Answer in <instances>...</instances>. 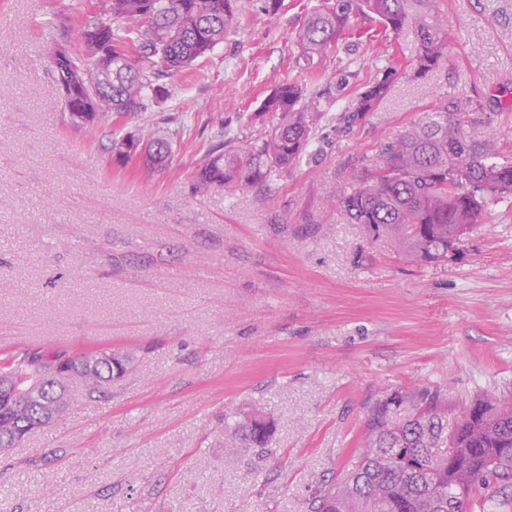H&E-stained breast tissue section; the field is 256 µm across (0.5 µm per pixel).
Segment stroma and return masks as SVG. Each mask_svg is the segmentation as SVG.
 <instances>
[{
	"instance_id": "stroma-1",
	"label": "stroma",
	"mask_w": 512,
	"mask_h": 512,
	"mask_svg": "<svg viewBox=\"0 0 512 512\" xmlns=\"http://www.w3.org/2000/svg\"><path fill=\"white\" fill-rule=\"evenodd\" d=\"M318 0H237L194 74L163 79L144 112L78 130L48 56L89 0H0V350L115 347L131 365L0 463V512H309L354 460L381 396L438 387L458 405L512 393V197L445 262H410L337 209L383 142L464 99L475 136L512 158V0H436L448 48L418 75V44L358 19L314 77L296 62ZM376 111L346 101L386 66ZM325 108L303 162L232 194L197 174L213 144L239 155L275 123L282 81ZM174 144L146 172L113 139ZM263 407L267 447L225 417Z\"/></svg>"
}]
</instances>
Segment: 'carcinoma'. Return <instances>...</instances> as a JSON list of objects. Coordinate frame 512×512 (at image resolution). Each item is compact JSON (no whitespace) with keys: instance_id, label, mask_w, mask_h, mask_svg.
I'll return each instance as SVG.
<instances>
[{"instance_id":"1","label":"carcinoma","mask_w":512,"mask_h":512,"mask_svg":"<svg viewBox=\"0 0 512 512\" xmlns=\"http://www.w3.org/2000/svg\"><path fill=\"white\" fill-rule=\"evenodd\" d=\"M235 0H98L93 19L79 23L80 54L59 49L50 57L53 78L68 112L98 115L143 112L163 95L157 80L188 71L218 44L236 17ZM375 22L418 42L415 67L433 70L448 47V21L431 0H320L299 32L305 68L356 36L353 19ZM396 70L386 69L352 97L344 119L351 123L374 111L388 93ZM278 124L255 145L266 165L256 166L220 144L208 150L198 172L203 185L226 190L259 184L273 172L299 165L321 118L319 101L297 82H282L261 106ZM462 103L441 101L402 137L384 143L373 168L357 175L358 187L336 199L354 224L393 239L408 260L438 264L482 223L492 198L512 193V160H497L489 144L471 130ZM148 150V170L164 166L172 143L159 136L139 139ZM85 355L56 350L0 352V375L38 383L43 402L79 383L89 395L112 385L115 369L102 361L80 368ZM42 407L13 425L0 421V449L8 451L34 428ZM232 430L247 448H262L271 432L254 411L235 417ZM360 452L344 478L324 486L311 512H474L486 504L512 505V397L493 392L454 408L448 396L425 387L395 391L370 408L359 439Z\"/></svg>"}]
</instances>
